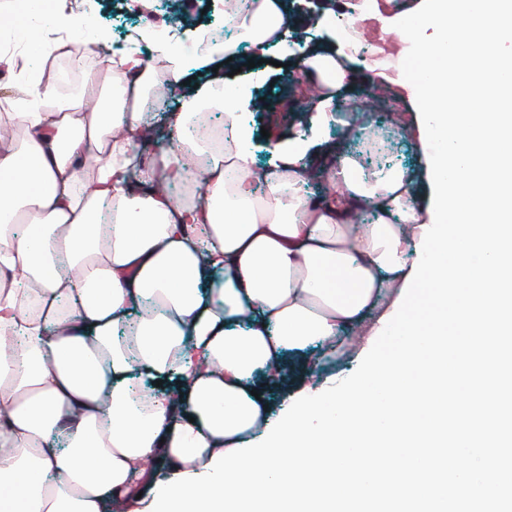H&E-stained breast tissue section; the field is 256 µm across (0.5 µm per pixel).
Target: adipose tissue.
I'll return each mask as SVG.
<instances>
[{
  "label": "adipose tissue",
  "instance_id": "1",
  "mask_svg": "<svg viewBox=\"0 0 512 512\" xmlns=\"http://www.w3.org/2000/svg\"><path fill=\"white\" fill-rule=\"evenodd\" d=\"M224 6L238 31L228 58L243 42L264 55L287 13L285 0ZM358 65L301 51L291 72L319 92L270 169L242 119L249 87L225 95L219 80L181 98L176 148L129 152L148 132L137 101L157 81L132 51L77 96L40 81L0 115V482L22 486L21 512H109L152 495L158 462L198 474L262 437L257 377L358 332L404 284L431 221L413 175L368 178L330 151L324 195L306 193L313 140ZM214 105L230 132L220 150L191 132ZM190 163L202 185L174 196ZM368 207L377 222L362 223ZM146 378L161 389L133 390Z\"/></svg>",
  "mask_w": 512,
  "mask_h": 512
}]
</instances>
